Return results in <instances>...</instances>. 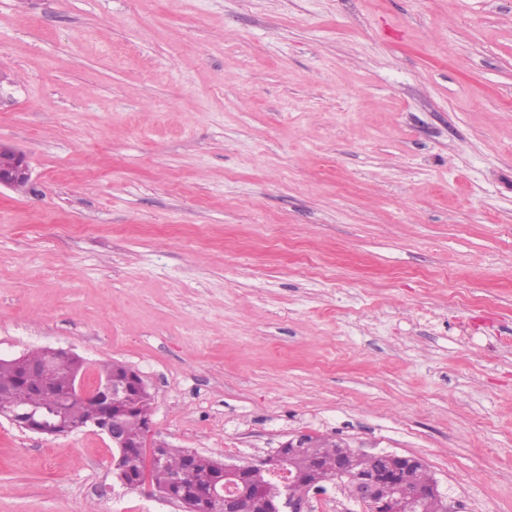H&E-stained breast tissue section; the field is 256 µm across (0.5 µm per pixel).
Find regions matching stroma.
<instances>
[{
  "instance_id": "obj_1",
  "label": "stroma",
  "mask_w": 512,
  "mask_h": 512,
  "mask_svg": "<svg viewBox=\"0 0 512 512\" xmlns=\"http://www.w3.org/2000/svg\"><path fill=\"white\" fill-rule=\"evenodd\" d=\"M0 142V358L132 366L178 448L329 434L512 512V0H0ZM114 453L0 419V512H174ZM0 154L10 158L7 165L0 166V187L19 190L28 186L31 173L25 154L3 143H0Z\"/></svg>"
}]
</instances>
